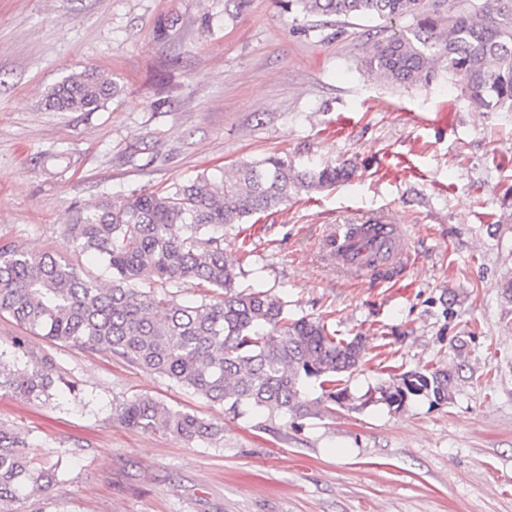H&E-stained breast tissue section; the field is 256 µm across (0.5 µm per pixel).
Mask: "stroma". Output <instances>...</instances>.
<instances>
[{"label":"stroma","mask_w":512,"mask_h":512,"mask_svg":"<svg viewBox=\"0 0 512 512\" xmlns=\"http://www.w3.org/2000/svg\"><path fill=\"white\" fill-rule=\"evenodd\" d=\"M379 25L325 24L295 0H0V247L57 252L106 283L105 265L65 237L75 207L229 176L272 152L300 169L351 164L349 180L227 229L225 248L241 287L364 341L344 376L351 406L238 417L0 315V356L50 359L59 377L43 403L0 393V425L59 473L22 512H512V112L468 106L442 75L409 87L368 77L360 60ZM87 69L112 80V99L45 108ZM377 212L408 226L415 260L391 282L344 279L326 241ZM391 365L451 369L448 402L374 401ZM135 396L224 436L129 427L115 407Z\"/></svg>","instance_id":"1"}]
</instances>
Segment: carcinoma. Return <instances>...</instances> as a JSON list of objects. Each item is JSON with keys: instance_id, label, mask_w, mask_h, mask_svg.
I'll list each match as a JSON object with an SVG mask.
<instances>
[{"instance_id": "cac0c4a2", "label": "carcinoma", "mask_w": 512, "mask_h": 512, "mask_svg": "<svg viewBox=\"0 0 512 512\" xmlns=\"http://www.w3.org/2000/svg\"><path fill=\"white\" fill-rule=\"evenodd\" d=\"M314 17L372 16L386 25L370 38L368 76L392 85L431 82L436 67L462 82L470 106L512 111V0H295ZM412 19L400 32L389 24ZM112 94L96 72H81L47 98L57 112H92ZM344 167L299 169L269 155L239 163L231 177L205 173L165 194L108 197L75 211L67 240L104 261V288L56 253L0 248V314L54 341L121 358L159 373L237 415L318 417L350 401L342 376L362 359V337L336 338L325 324L293 319L261 290L237 286L239 273L224 252V231L272 210L302 190L347 179ZM198 280L213 288L192 305L155 293V286ZM53 363L23 369L0 358V392L28 402L52 398ZM318 381L311 399L306 380ZM453 376L425 366L390 377L379 400L402 407L413 396L448 400ZM125 424L163 431L180 441L219 440L222 429L161 401L138 397L119 404ZM23 431L0 426V512H21L46 491L57 472L24 455Z\"/></svg>"}]
</instances>
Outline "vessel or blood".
<instances>
[{
  "label": "vessel or blood",
  "mask_w": 512,
  "mask_h": 512,
  "mask_svg": "<svg viewBox=\"0 0 512 512\" xmlns=\"http://www.w3.org/2000/svg\"><path fill=\"white\" fill-rule=\"evenodd\" d=\"M379 234L350 237L337 233L328 251V260L337 273L349 278H366L372 266L386 269L387 280H395L405 271L410 253L408 236L403 225L392 223L387 216L377 215Z\"/></svg>",
  "instance_id": "1"
}]
</instances>
